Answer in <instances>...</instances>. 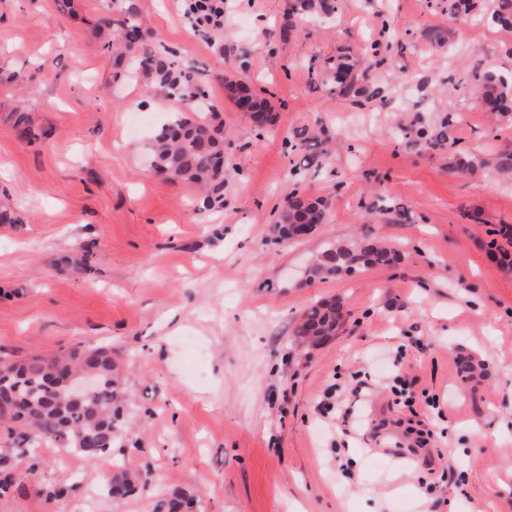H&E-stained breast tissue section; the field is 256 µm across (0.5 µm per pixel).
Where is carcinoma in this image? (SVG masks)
Returning a JSON list of instances; mask_svg holds the SVG:
<instances>
[{"instance_id":"cac0c4a2","label":"carcinoma","mask_w":512,"mask_h":512,"mask_svg":"<svg viewBox=\"0 0 512 512\" xmlns=\"http://www.w3.org/2000/svg\"><path fill=\"white\" fill-rule=\"evenodd\" d=\"M116 17L95 29L102 48L110 53L117 66L115 78L149 80L157 91L178 97L182 111L155 129L148 152L153 168L174 180L190 184L202 192L206 208L224 206V135L206 119L209 104L196 73L180 68L170 52L160 51L144 27L134 0H107ZM477 0H448V10L462 22L476 16ZM338 0H292L288 16H333ZM490 20L496 26L512 30V0H494ZM340 93L373 99L381 94L376 85L364 83L359 62L340 59L330 67ZM225 88L237 103L248 100L247 112L259 127L275 122L273 107L259 98L243 80H229ZM472 89L482 111L506 116L512 111V82L494 68L478 63L472 69ZM17 137L34 140L31 119L26 112L12 114ZM460 120L450 112L440 129L427 135L423 130L402 128L398 135L414 143L426 141L442 145L449 140V128ZM477 167L492 168L505 178H512V150H503L478 158L466 152L455 154L454 170L459 173ZM328 202L321 197H305L293 188L279 213L275 230L281 242L296 239L297 229L307 224L310 232L327 221ZM491 247L507 252L512 247V224L491 229ZM400 259L391 244L362 239L331 243L315 260L311 272L317 276L338 278L372 266H393ZM345 303L339 298L311 303L302 313L292 332L299 347L313 350L332 341L346 323ZM481 365L471 356H462L459 370L470 381ZM91 372L97 384L81 393H71L63 378ZM118 365L112 349L97 346L74 350L52 358H31L24 362L0 359V418L15 424L16 437L9 448H0V494L11 489H25V480L34 475L42 462L39 441L51 443L94 464L102 455H112L117 433L125 426ZM139 475L120 470L104 480V492L114 503H121L139 488ZM77 483L54 484L37 488L51 502L77 493ZM199 495L181 489L163 495L154 504V512H200Z\"/></svg>"}]
</instances>
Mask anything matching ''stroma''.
<instances>
[{"label": "stroma", "mask_w": 512, "mask_h": 512, "mask_svg": "<svg viewBox=\"0 0 512 512\" xmlns=\"http://www.w3.org/2000/svg\"><path fill=\"white\" fill-rule=\"evenodd\" d=\"M179 67L196 71L224 135V206L157 175L129 117L157 122L181 103L146 80L115 83L94 29L100 0H0V358L107 345L127 429L113 463L147 480L121 504L95 466L43 445L35 485L79 481L45 501L0 497V512H151L194 489L204 512H512V269L487 231L512 224V180L456 173L453 150L512 149V120L475 110V60L512 78V34L460 23L448 0H340L334 18L289 16L291 0H227L224 29L196 27L185 0H137ZM288 34H281L283 22ZM441 31L442 42L430 38ZM379 51L366 77L384 97L354 103L313 64ZM244 79L272 104L260 128L229 100ZM29 113L33 143L12 113ZM454 145H415L448 113ZM329 203L315 234L273 231L289 186ZM479 211L482 223L468 220ZM361 234L402 254L342 278L308 274L328 243ZM81 246L91 268L67 267ZM339 297L344 330L312 351L294 323ZM474 356L464 382L457 358ZM423 423L428 447L411 451Z\"/></svg>", "instance_id": "35a3bbf8"}]
</instances>
